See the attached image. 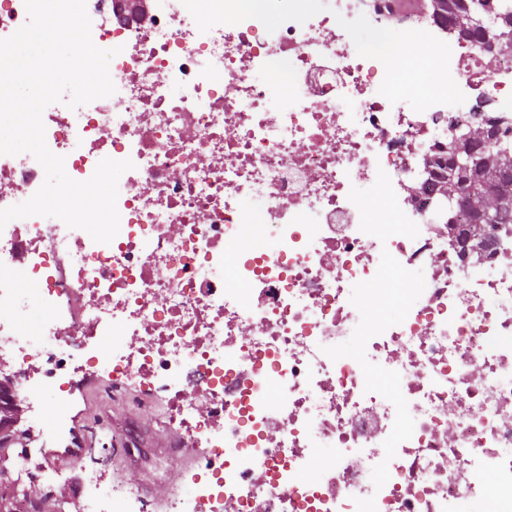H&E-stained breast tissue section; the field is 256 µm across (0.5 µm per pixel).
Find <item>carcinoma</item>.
<instances>
[{"mask_svg": "<svg viewBox=\"0 0 512 512\" xmlns=\"http://www.w3.org/2000/svg\"><path fill=\"white\" fill-rule=\"evenodd\" d=\"M431 12L443 13L457 38L483 42L485 32L494 38L488 55L499 60L512 55V16L498 26L481 24L470 0H431ZM460 136L448 144V153L429 157L430 174L437 194L448 196V214L465 213L477 229L465 240L484 238L490 224H512V148L497 145L496 132L479 116L458 128Z\"/></svg>", "mask_w": 512, "mask_h": 512, "instance_id": "1", "label": "carcinoma"}]
</instances>
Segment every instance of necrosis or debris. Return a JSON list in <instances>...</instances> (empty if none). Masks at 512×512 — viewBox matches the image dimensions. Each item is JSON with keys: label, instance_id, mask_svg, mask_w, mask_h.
Instances as JSON below:
<instances>
[{"label": "necrosis or debris", "instance_id": "obj_1", "mask_svg": "<svg viewBox=\"0 0 512 512\" xmlns=\"http://www.w3.org/2000/svg\"><path fill=\"white\" fill-rule=\"evenodd\" d=\"M87 0L116 91L43 113L46 143L74 180L105 158L118 181L111 243L41 216L0 229V362L8 399L32 406L106 372L163 399L194 457L167 512H512V225L474 253L440 224L423 155L447 151L458 100L512 141V56L447 39H371L369 0ZM431 54L425 77L407 58ZM420 100L421 109L411 108ZM385 171L417 238L360 229L349 192ZM45 173L0 155V209ZM424 273L406 319L371 338L370 361L400 375L412 437L385 460L393 404L360 365L330 359L360 320L353 286L382 251ZM29 306L40 339L15 315ZM388 461L382 488L373 467ZM134 486L84 472L70 512H151Z\"/></svg>", "mask_w": 512, "mask_h": 512}]
</instances>
